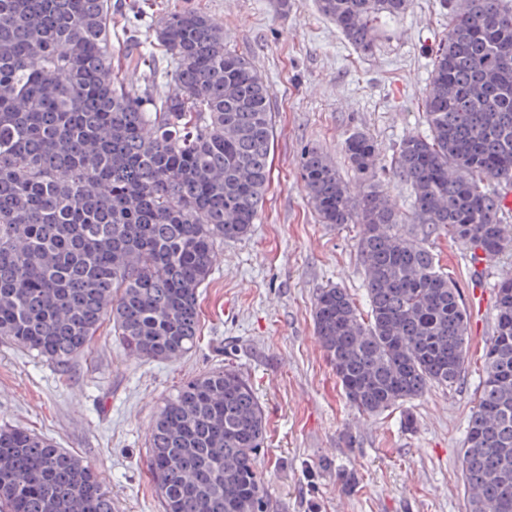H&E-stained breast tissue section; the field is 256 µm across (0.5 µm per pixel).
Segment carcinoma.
<instances>
[{"label":"carcinoma","mask_w":512,"mask_h":512,"mask_svg":"<svg viewBox=\"0 0 512 512\" xmlns=\"http://www.w3.org/2000/svg\"><path fill=\"white\" fill-rule=\"evenodd\" d=\"M370 52L378 23L409 0H316ZM153 46L112 68V0H0V340L59 368L105 322L135 357L175 362L200 333L199 289L219 248L250 235L271 175L269 85L191 9L167 14ZM512 0H448V33L424 92L427 132L399 143L400 211L375 177L379 153L344 150L371 179L360 193L317 151L301 161L324 224H359L369 311L346 289L319 291L317 340L349 403L374 414L453 387L469 340L461 293L422 239L445 231L470 259L512 248ZM143 73L134 87L128 74ZM494 333L467 427L469 512H512V280L495 291ZM264 410L239 372L218 367L168 395L149 428L162 512H269L258 470ZM6 512H112L98 471L49 439L0 426Z\"/></svg>","instance_id":"cac0c4a2"}]
</instances>
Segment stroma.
<instances>
[{
	"label": "stroma",
	"instance_id": "stroma-1",
	"mask_svg": "<svg viewBox=\"0 0 512 512\" xmlns=\"http://www.w3.org/2000/svg\"><path fill=\"white\" fill-rule=\"evenodd\" d=\"M194 9L221 22L228 48L265 76L276 116L271 180L250 236L225 243L200 290L201 337L174 363L136 358L102 328L88 354L59 369L0 342V425L51 439L92 464L114 512H161L151 481L148 430L163 399L185 379L231 367L265 410L258 467L269 512H468L462 448L483 376L493 308L471 317L460 382L366 415L350 406L313 322L319 289L337 285L367 311L360 227L320 223L301 179L311 149L328 155L354 190L364 183L343 147L354 132L380 154L379 180L401 210L412 192L390 179L397 147L425 131L422 97L433 52L448 30L443 0H410L366 54L321 16L314 0H112L114 28L151 34L170 12ZM463 299L512 278V250L473 273L462 245L427 236ZM413 428H405V414Z\"/></svg>",
	"mask_w": 512,
	"mask_h": 512
}]
</instances>
